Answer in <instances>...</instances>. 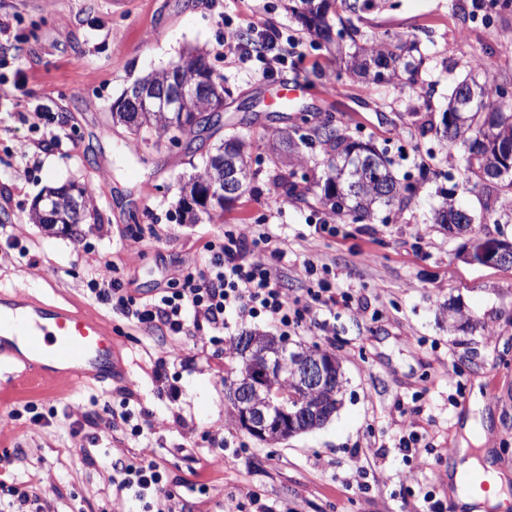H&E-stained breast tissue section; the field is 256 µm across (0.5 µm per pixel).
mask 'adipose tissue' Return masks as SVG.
I'll return each mask as SVG.
<instances>
[{
	"label": "adipose tissue",
	"instance_id": "obj_1",
	"mask_svg": "<svg viewBox=\"0 0 512 512\" xmlns=\"http://www.w3.org/2000/svg\"><path fill=\"white\" fill-rule=\"evenodd\" d=\"M481 406L480 393H473L469 402L471 415L464 422L459 446L450 464L455 505L461 512H490L512 495V476L494 464L490 452H479L473 447L474 435L482 427L481 419L475 418L474 412ZM476 477L487 482V489L473 485L472 480Z\"/></svg>",
	"mask_w": 512,
	"mask_h": 512
}]
</instances>
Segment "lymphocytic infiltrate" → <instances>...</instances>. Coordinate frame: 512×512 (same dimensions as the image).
I'll return each instance as SVG.
<instances>
[{
    "instance_id": "lymphocytic-infiltrate-1",
    "label": "lymphocytic infiltrate",
    "mask_w": 512,
    "mask_h": 512,
    "mask_svg": "<svg viewBox=\"0 0 512 512\" xmlns=\"http://www.w3.org/2000/svg\"><path fill=\"white\" fill-rule=\"evenodd\" d=\"M252 39H245L232 20L224 22V43L239 61L257 60L263 74L270 75L285 66V48L295 45L293 36L277 27L257 26ZM209 254L200 270L185 273L179 288L139 302L129 295L113 275L111 263L90 273L88 287L95 298L113 312L149 327L178 336L185 333L188 321L207 322L215 330H226L229 316L239 320L265 318L280 326L283 334L315 329L328 332L329 317L337 305H350V293L333 288L327 277L318 275L314 265H305L307 276L316 280L307 300H288L276 284V275L265 261V252L286 257L285 248L273 245L268 233L245 241L233 231H225L220 243L207 242ZM124 487L138 499L170 502L175 493L163 480L155 464L127 463L117 469Z\"/></svg>"
}]
</instances>
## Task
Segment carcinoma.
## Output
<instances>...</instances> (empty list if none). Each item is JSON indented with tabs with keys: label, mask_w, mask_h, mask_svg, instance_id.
<instances>
[{
	"label": "carcinoma",
	"mask_w": 512,
	"mask_h": 512,
	"mask_svg": "<svg viewBox=\"0 0 512 512\" xmlns=\"http://www.w3.org/2000/svg\"><path fill=\"white\" fill-rule=\"evenodd\" d=\"M289 7L293 17L314 40L325 47L340 44L348 39L358 44L364 32L357 21L361 13L369 9L370 0H290ZM512 10V0H480L478 10L496 16ZM417 50L415 44H407L399 39L387 37L362 48V53L353 56L352 71L361 72L367 77L368 84H389L400 77L399 71L416 73L423 59L411 58L401 62L404 54ZM189 68L182 73V79L199 84L212 95L217 92L229 94L206 62L205 54L198 53L186 58ZM175 74L165 70L158 71L136 84H150L160 89H171L178 85ZM512 86V80L494 79L479 83L470 75L461 80L453 89L448 107L442 113L440 124L419 116L413 124L423 138L437 140L448 150L462 147L465 151V171L473 181V187L481 188L484 194V207L487 214L496 211L499 200L512 197V178L498 177L500 168L512 166V111L503 109L504 98L501 89ZM182 113L173 112L165 116L157 112H140L135 116L134 131L144 129H162L175 137L195 133L201 130L219 129L221 115L201 107L197 114L183 122ZM303 131L293 132L279 137V150L288 155H299L306 148L317 146L324 153V175L307 178L297 177L295 165H289L288 171L278 169H251L245 151L246 142L240 134H232L216 148L215 154L228 149L236 150L239 163L245 172L243 191L254 188L259 182L267 181L288 197L299 196L300 183L311 184L320 189V200L331 206L336 218L353 224L368 223L373 219L374 206L383 204L403 210L413 194V185L398 181L388 167L386 160L368 143L351 137L346 129L335 124L333 116L325 118H303ZM475 223L473 215L448 200L435 211L434 223L459 224Z\"/></svg>",
	"instance_id": "1"
}]
</instances>
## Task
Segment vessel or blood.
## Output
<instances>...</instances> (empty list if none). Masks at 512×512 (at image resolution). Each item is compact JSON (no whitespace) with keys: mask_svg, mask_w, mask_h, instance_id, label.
<instances>
[{"mask_svg":"<svg viewBox=\"0 0 512 512\" xmlns=\"http://www.w3.org/2000/svg\"><path fill=\"white\" fill-rule=\"evenodd\" d=\"M26 351L28 369L18 384L62 381L64 395L87 379L111 382L116 373L112 333L98 318L68 309L0 296V352Z\"/></svg>","mask_w":512,"mask_h":512,"instance_id":"b4317fda","label":"vessel or blood"}]
</instances>
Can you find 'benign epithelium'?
Listing matches in <instances>:
<instances>
[{
    "label": "benign epithelium",
    "instance_id": "1",
    "mask_svg": "<svg viewBox=\"0 0 512 512\" xmlns=\"http://www.w3.org/2000/svg\"><path fill=\"white\" fill-rule=\"evenodd\" d=\"M188 92L159 94L136 88L127 92L115 109L131 116L135 112L157 108L167 112H183ZM218 173L197 184L194 199L189 205L207 207L213 200L230 203L242 188V178L237 158L227 152L216 161ZM468 259L495 266L512 265V241L487 239ZM239 348L256 367L259 374L244 375L229 387V394L236 407L238 422L246 431L263 441L286 440L303 431L313 429L324 419L327 410L325 395L336 377V362L320 353L305 348L294 349L288 342L276 343L264 348L260 337L245 333L239 337ZM290 382L303 393L300 408L288 409V405L274 398L267 385Z\"/></svg>",
    "mask_w": 512,
    "mask_h": 512
}]
</instances>
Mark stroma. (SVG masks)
Instances as JSON below:
<instances>
[{
	"mask_svg": "<svg viewBox=\"0 0 512 512\" xmlns=\"http://www.w3.org/2000/svg\"><path fill=\"white\" fill-rule=\"evenodd\" d=\"M451 3L376 0L364 14L367 39L399 34L417 42L425 63L414 76L371 87L313 46L289 0H0V26L18 37L16 47L0 45V224L9 232L0 237V288L101 318L119 368L111 384L91 381L65 398L0 376V404L11 411L0 425V457L12 459L0 481L29 484L46 512H136L112 466L137 461L158 464L176 494L174 512H257L262 504L277 512H425L427 489L454 512L448 467L477 388L489 420L485 445L512 470V268L462 258L473 237L512 239V206L470 235L432 223L444 196L478 215L482 199L467 190L460 155L421 137L411 117L417 108L439 119L471 61L512 77V13L487 27ZM228 16L244 28L265 23L296 34L294 64L267 77L226 58ZM195 49L230 91L222 128L201 132L197 151L172 144L169 134L141 137L113 123L112 104L127 87ZM293 79L306 88L298 106L270 107L279 84ZM329 114L413 184L403 211L381 208L371 223H344L314 197L287 200L268 184L224 214L181 218L186 181L224 136H245L249 157L265 161L302 116ZM49 129L61 135V148L41 144ZM69 181L85 191V223L69 230L34 223V199ZM319 219L335 234L316 232ZM228 229L287 243L285 259L266 260L288 299H306L312 283L301 270L309 260L331 267L333 286L354 295L352 307H337L328 335L304 330L288 338L336 354L344 387L327 423L284 441L242 429L227 397L240 367L233 342L246 332L279 336L272 323L231 325L219 345L205 323L169 336L113 313L87 288L90 272L106 261L136 300L179 287L204 265V243L223 240ZM452 305L476 328L449 320ZM160 360L163 379L154 372ZM452 365L457 387L448 382ZM31 404L41 421L32 420ZM125 409L142 424L141 436L120 420ZM406 420L422 438L419 454L398 447Z\"/></svg>",
	"mask_w": 512,
	"mask_h": 512,
	"instance_id": "obj_1",
	"label": "stroma"
}]
</instances>
